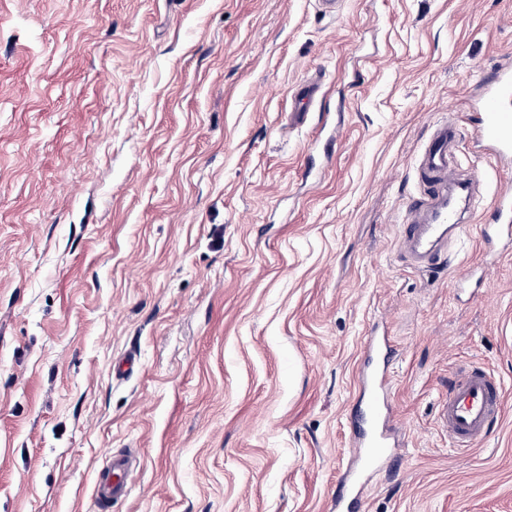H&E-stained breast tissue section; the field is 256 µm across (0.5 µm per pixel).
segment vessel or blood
Wrapping results in <instances>:
<instances>
[{
    "label": "vessel or blood",
    "instance_id": "vessel-or-blood-1",
    "mask_svg": "<svg viewBox=\"0 0 512 512\" xmlns=\"http://www.w3.org/2000/svg\"><path fill=\"white\" fill-rule=\"evenodd\" d=\"M473 142L476 148L503 166L512 165V59L500 62L481 82L476 101ZM463 133L452 120L438 123L420 154L416 175L419 192L407 206L400 239L410 262L423 266L438 257L448 243L465 233L478 175L462 178L454 166L455 150ZM489 223L479 225L483 240L504 251L512 249V190L500 189L490 206ZM393 353L389 337L369 336L363 345L359 378L364 384L361 418L352 432L359 449L357 467L340 480L338 512H362V479L398 457L399 451L386 429L384 408L389 390L387 364ZM502 393L496 378L477 368L448 387V400L440 420L448 440L457 450L475 447L491 432L502 412ZM129 454L110 456L104 473L95 480L92 498L98 512H109L113 501L124 498L135 466Z\"/></svg>",
    "mask_w": 512,
    "mask_h": 512
}]
</instances>
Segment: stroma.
<instances>
[{"instance_id": "35a3bbf8", "label": "stroma", "mask_w": 512, "mask_h": 512, "mask_svg": "<svg viewBox=\"0 0 512 512\" xmlns=\"http://www.w3.org/2000/svg\"><path fill=\"white\" fill-rule=\"evenodd\" d=\"M508 56L512 0H0V512H95L111 450L140 461L112 512H336L371 335L401 452L362 512H512V254L480 212L399 250L434 121L512 185L471 139ZM464 365L504 409L458 452Z\"/></svg>"}]
</instances>
